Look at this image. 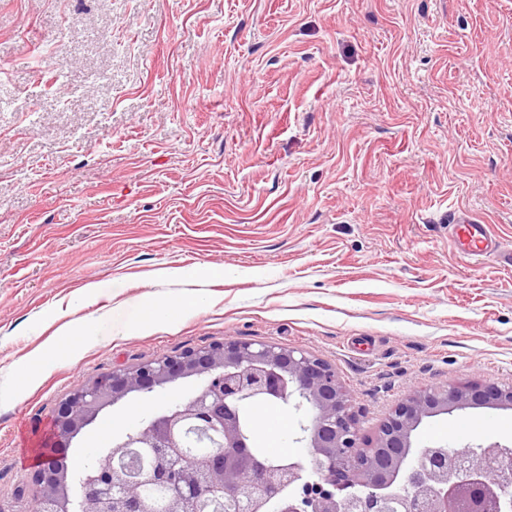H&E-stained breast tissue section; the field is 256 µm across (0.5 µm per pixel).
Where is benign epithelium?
I'll return each mask as SVG.
<instances>
[{
  "mask_svg": "<svg viewBox=\"0 0 512 512\" xmlns=\"http://www.w3.org/2000/svg\"><path fill=\"white\" fill-rule=\"evenodd\" d=\"M202 386L169 403L95 461L87 480L55 464L32 475L38 512H145L140 487H164L151 512H206L204 494L235 512H512V448L496 443L462 452L412 448L423 418L448 406L512 407V380L448 384L397 400L374 438L336 368L309 351L256 340H226L119 368L79 387L56 408V446L65 448L100 413L132 392L150 393L185 377ZM303 412L300 441L313 475L298 460L268 461L253 437L261 405ZM208 441L200 462L182 451L187 432Z\"/></svg>",
  "mask_w": 512,
  "mask_h": 512,
  "instance_id": "benign-epithelium-1",
  "label": "benign epithelium"
}]
</instances>
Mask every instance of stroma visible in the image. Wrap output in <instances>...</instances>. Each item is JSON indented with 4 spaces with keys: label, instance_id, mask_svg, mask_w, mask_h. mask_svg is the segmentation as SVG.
Wrapping results in <instances>:
<instances>
[{
    "label": "stroma",
    "instance_id": "stroma-1",
    "mask_svg": "<svg viewBox=\"0 0 512 512\" xmlns=\"http://www.w3.org/2000/svg\"><path fill=\"white\" fill-rule=\"evenodd\" d=\"M460 208L512 246V0H0V512H34L74 390L230 337L335 366L369 439L406 394L512 378V268L456 250ZM201 385L116 401L69 469ZM267 413L259 445L309 463L304 415ZM412 441L512 448V409ZM193 302L195 300L172 302L149 294L145 298L144 307L152 317L171 316Z\"/></svg>",
    "mask_w": 512,
    "mask_h": 512
}]
</instances>
